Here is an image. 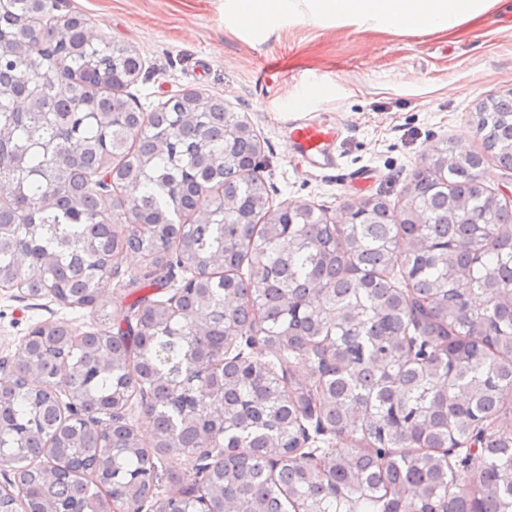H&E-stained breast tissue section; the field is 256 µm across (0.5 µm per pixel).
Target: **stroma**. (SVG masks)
Here are the masks:
<instances>
[{
  "label": "stroma",
  "mask_w": 512,
  "mask_h": 512,
  "mask_svg": "<svg viewBox=\"0 0 512 512\" xmlns=\"http://www.w3.org/2000/svg\"><path fill=\"white\" fill-rule=\"evenodd\" d=\"M82 13L99 38L143 61L128 92L151 112L187 90L223 98L262 148L270 207L306 203L331 224L367 199L399 213L404 191L435 149L482 150L478 114L512 93V0L461 35L364 31L345 22L282 24L264 42L224 25V0H60L59 15ZM309 85L334 87L297 112L285 104ZM338 127L337 169L309 166L288 136L293 120ZM133 297L109 287L95 309L0 290V358L13 356L32 327L65 321L76 333L123 322Z\"/></svg>",
  "instance_id": "stroma-1"
}]
</instances>
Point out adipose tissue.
<instances>
[{
	"label": "adipose tissue",
	"instance_id": "adipose-tissue-1",
	"mask_svg": "<svg viewBox=\"0 0 512 512\" xmlns=\"http://www.w3.org/2000/svg\"><path fill=\"white\" fill-rule=\"evenodd\" d=\"M502 0H224V23L265 40L284 22L329 20L364 30H417L456 35Z\"/></svg>",
	"mask_w": 512,
	"mask_h": 512
}]
</instances>
